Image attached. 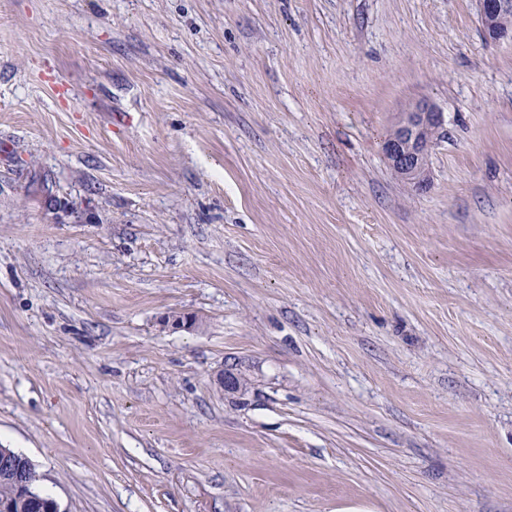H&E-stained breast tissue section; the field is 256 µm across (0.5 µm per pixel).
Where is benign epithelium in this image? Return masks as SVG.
Wrapping results in <instances>:
<instances>
[{
	"instance_id": "7a95c632",
	"label": "benign epithelium",
	"mask_w": 512,
	"mask_h": 512,
	"mask_svg": "<svg viewBox=\"0 0 512 512\" xmlns=\"http://www.w3.org/2000/svg\"><path fill=\"white\" fill-rule=\"evenodd\" d=\"M486 37L512 40V0H477ZM444 136L443 115L433 105L419 101L399 114L384 143L387 162L402 180L420 190L427 184L429 156Z\"/></svg>"
}]
</instances>
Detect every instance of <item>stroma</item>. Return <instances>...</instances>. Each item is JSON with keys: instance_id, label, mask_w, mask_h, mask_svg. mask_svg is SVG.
Listing matches in <instances>:
<instances>
[{"instance_id": "35a3bbf8", "label": "stroma", "mask_w": 512, "mask_h": 512, "mask_svg": "<svg viewBox=\"0 0 512 512\" xmlns=\"http://www.w3.org/2000/svg\"><path fill=\"white\" fill-rule=\"evenodd\" d=\"M0 448L58 512H512V41L475 0H0ZM444 131L442 112L426 101L401 112L384 143L385 157L394 173L416 189H423L429 156Z\"/></svg>"}]
</instances>
